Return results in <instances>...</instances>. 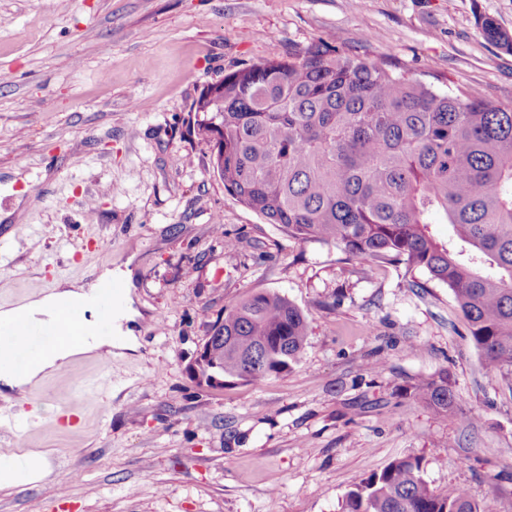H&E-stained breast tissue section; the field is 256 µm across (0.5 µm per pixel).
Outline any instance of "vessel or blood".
<instances>
[{
    "mask_svg": "<svg viewBox=\"0 0 512 512\" xmlns=\"http://www.w3.org/2000/svg\"><path fill=\"white\" fill-rule=\"evenodd\" d=\"M123 297V287L118 283L101 284L95 294L100 310L99 319L84 323L79 305H69L54 332H47L31 322H0V357L23 364L45 352L52 344V335L96 336L107 332Z\"/></svg>",
    "mask_w": 512,
    "mask_h": 512,
    "instance_id": "obj_1",
    "label": "vessel or blood"
}]
</instances>
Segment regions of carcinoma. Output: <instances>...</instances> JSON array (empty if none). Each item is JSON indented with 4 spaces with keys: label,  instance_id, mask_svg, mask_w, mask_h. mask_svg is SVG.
<instances>
[{
    "label": "carcinoma",
    "instance_id": "carcinoma-1",
    "mask_svg": "<svg viewBox=\"0 0 512 512\" xmlns=\"http://www.w3.org/2000/svg\"><path fill=\"white\" fill-rule=\"evenodd\" d=\"M481 37L512 52L495 19ZM192 130L213 144L224 189L290 238L350 258L405 264L448 286L487 369L512 378V104L452 94L396 62L378 63L319 37L304 51L227 73L195 101ZM442 212L454 237L430 224ZM212 360L261 384L303 352L307 321L288 298L258 291L218 315ZM438 415L448 380L417 386ZM419 459L362 479L342 512H480L469 493L433 491Z\"/></svg>",
    "mask_w": 512,
    "mask_h": 512
}]
</instances>
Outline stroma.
Masks as SVG:
<instances>
[{
    "label": "stroma",
    "mask_w": 512,
    "mask_h": 512,
    "mask_svg": "<svg viewBox=\"0 0 512 512\" xmlns=\"http://www.w3.org/2000/svg\"><path fill=\"white\" fill-rule=\"evenodd\" d=\"M482 15L512 34V0H0V305L131 256L145 313L138 360L80 356L0 402V454L51 469L0 487V512H341L408 456L436 493L512 512V388L448 287L288 238L225 191L211 143L186 130L208 85L319 36L512 102V53L483 40ZM257 291L305 316L299 363L197 384L217 315ZM442 376L445 416L412 396Z\"/></svg>",
    "instance_id": "stroma-1"
}]
</instances>
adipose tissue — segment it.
<instances>
[{"instance_id":"obj_1","label":"adipose tissue","mask_w":512,"mask_h":512,"mask_svg":"<svg viewBox=\"0 0 512 512\" xmlns=\"http://www.w3.org/2000/svg\"><path fill=\"white\" fill-rule=\"evenodd\" d=\"M135 275L132 265L100 268L98 282L117 281L124 286V304L117 317L113 335L75 336L60 341L47 353L34 358L22 370L16 371L0 365V398L5 401L25 399L27 393L44 378L69 364L80 355L124 356L137 354L140 347L139 321L143 314L134 303ZM83 302L85 310H92L93 289L85 287L82 280L62 277L48 292L33 295L0 306V321L22 318L35 323H54L62 308L72 302ZM48 461L38 453L0 454V487H22L38 484L48 475Z\"/></svg>"}]
</instances>
